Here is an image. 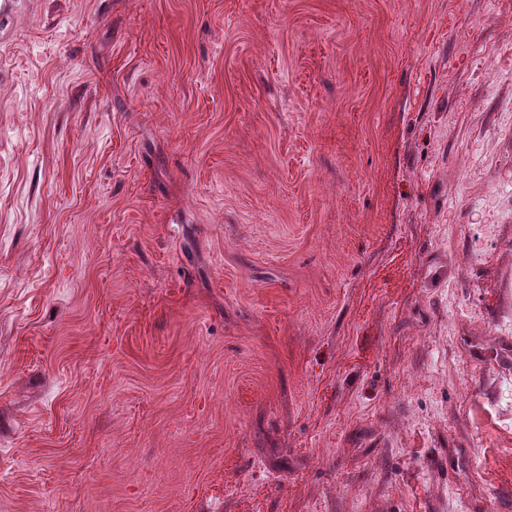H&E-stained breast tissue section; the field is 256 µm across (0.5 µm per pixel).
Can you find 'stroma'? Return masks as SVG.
Here are the masks:
<instances>
[{
	"instance_id": "obj_1",
	"label": "stroma",
	"mask_w": 512,
	"mask_h": 512,
	"mask_svg": "<svg viewBox=\"0 0 512 512\" xmlns=\"http://www.w3.org/2000/svg\"><path fill=\"white\" fill-rule=\"evenodd\" d=\"M512 0H0V512H512Z\"/></svg>"
}]
</instances>
